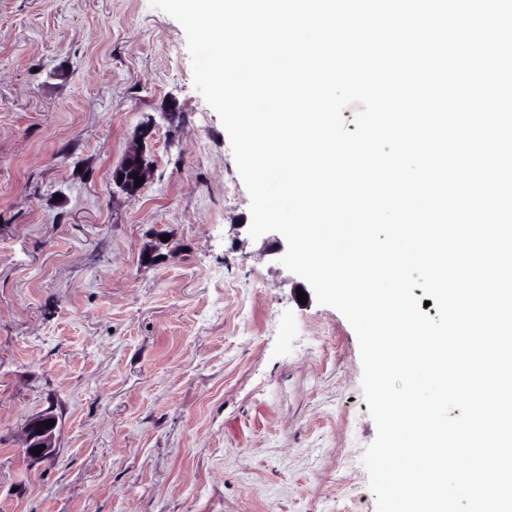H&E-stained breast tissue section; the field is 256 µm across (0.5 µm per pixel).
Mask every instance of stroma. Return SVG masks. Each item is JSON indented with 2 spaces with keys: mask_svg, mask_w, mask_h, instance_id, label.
I'll list each match as a JSON object with an SVG mask.
<instances>
[{
  "mask_svg": "<svg viewBox=\"0 0 512 512\" xmlns=\"http://www.w3.org/2000/svg\"><path fill=\"white\" fill-rule=\"evenodd\" d=\"M149 122L148 183L114 192ZM250 222L178 21L0 0V512H377L356 333ZM51 419L55 420V417L50 413H45L31 417L26 421L23 428L22 446L19 448L24 456L31 460H39L53 454L56 448L54 441L56 420L51 428H47V425H44V421ZM38 430H42V433L38 434ZM40 445H45V449H42L39 456H34L33 453H30L32 448Z\"/></svg>",
  "mask_w": 512,
  "mask_h": 512,
  "instance_id": "35a3bbf8",
  "label": "stroma"
}]
</instances>
